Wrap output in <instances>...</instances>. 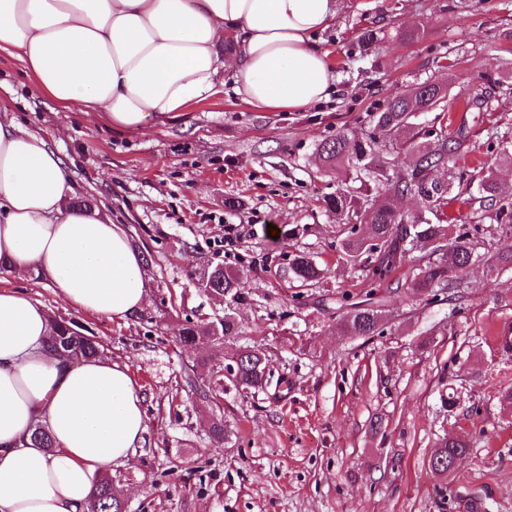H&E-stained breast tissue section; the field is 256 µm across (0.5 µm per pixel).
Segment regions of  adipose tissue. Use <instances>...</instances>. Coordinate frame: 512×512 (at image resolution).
<instances>
[{
  "label": "adipose tissue",
  "mask_w": 512,
  "mask_h": 512,
  "mask_svg": "<svg viewBox=\"0 0 512 512\" xmlns=\"http://www.w3.org/2000/svg\"><path fill=\"white\" fill-rule=\"evenodd\" d=\"M336 0H0V55L63 109L128 130L161 123L217 92L294 112L325 99L334 75L313 37ZM62 158L35 132L0 121V265L39 273L74 312L123 321L148 299L125 225L74 205ZM50 314L0 289V512H87L95 475L126 465L147 431L128 365L61 361ZM42 425L53 447L29 443Z\"/></svg>",
  "instance_id": "ef3b65f1"
}]
</instances>
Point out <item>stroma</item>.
Wrapping results in <instances>:
<instances>
[{
  "instance_id": "1",
  "label": "stroma",
  "mask_w": 512,
  "mask_h": 512,
  "mask_svg": "<svg viewBox=\"0 0 512 512\" xmlns=\"http://www.w3.org/2000/svg\"><path fill=\"white\" fill-rule=\"evenodd\" d=\"M424 28L414 43L397 31ZM378 40L362 51L358 36ZM336 77L328 99L297 112H261L232 87L143 130L61 110L32 92L20 63L0 56V117L42 135L64 160L76 198L127 225L142 249L148 301L124 322L73 313L48 282L0 267V287L22 288L53 316L97 337L143 388L148 430L129 465L113 468L127 512H512V270L475 268L456 303L388 295L379 336L336 329L341 295L364 296V272L336 253L340 226L325 199L335 175L317 150L345 132L363 138L373 115L416 82L448 83L449 130L467 153L454 191L494 166L512 202V0H337L314 37ZM480 109L465 111L467 99ZM241 240L224 245V227ZM325 267L301 287L296 253ZM221 262L246 298L241 333L200 350L179 347L186 322L224 315L200 284ZM261 350L276 384L249 395L218 387L239 347ZM224 424L223 442L208 433ZM463 438L467 454L444 476L428 467L436 442Z\"/></svg>"
}]
</instances>
